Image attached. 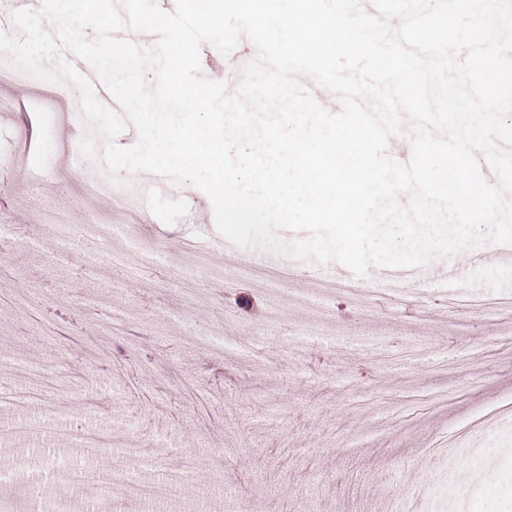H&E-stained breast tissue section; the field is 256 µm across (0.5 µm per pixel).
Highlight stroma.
Instances as JSON below:
<instances>
[{
    "instance_id": "1",
    "label": "stroma",
    "mask_w": 512,
    "mask_h": 512,
    "mask_svg": "<svg viewBox=\"0 0 512 512\" xmlns=\"http://www.w3.org/2000/svg\"><path fill=\"white\" fill-rule=\"evenodd\" d=\"M0 224L50 244L49 213H94L133 225L163 258L137 279L109 268L116 286L102 301L122 310L121 335L80 305L89 287L71 266L36 271L14 252L0 265V377L21 385L26 361L47 364L74 396L34 426L12 432L13 409L0 404V512H69L64 479L79 471L88 490L125 470L129 488L116 512H400L413 489L417 512H512V316L490 319L467 307L475 296L512 299V265L495 243L457 263L467 287L450 307L448 284L430 279L398 305L363 309L332 288H311L315 258L279 260L313 300H287L257 273L266 251L241 250L214 227L209 197L190 185L160 189L124 177L112 196L90 201L73 178L105 176L75 153L80 115L45 100L38 84L0 83ZM203 243L212 276L191 291L168 273L186 243ZM38 294L36 305L20 299ZM80 418L135 458L105 457L76 444ZM465 452L452 459L451 444ZM46 451L27 468L33 449ZM224 482V495L207 492Z\"/></svg>"
}]
</instances>
